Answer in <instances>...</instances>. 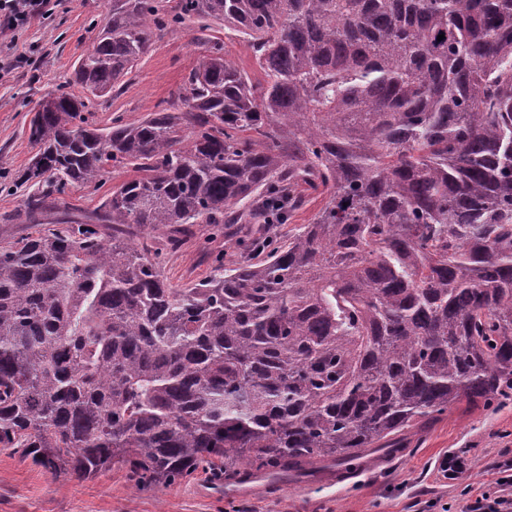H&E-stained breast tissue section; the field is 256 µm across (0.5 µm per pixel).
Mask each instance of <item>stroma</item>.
Listing matches in <instances>:
<instances>
[{
	"label": "stroma",
	"instance_id": "35a3bbf8",
	"mask_svg": "<svg viewBox=\"0 0 512 512\" xmlns=\"http://www.w3.org/2000/svg\"><path fill=\"white\" fill-rule=\"evenodd\" d=\"M112 9V0H56L51 12L14 32L0 47V174L17 177L35 153L28 124L36 101L69 80ZM212 28L192 21L155 33L152 45L106 103L92 101L89 117L110 126L113 117L135 122L173 99L198 65ZM248 233L212 224L173 234L166 228L131 226L127 237L156 257L168 280L191 286L209 278L232 242ZM466 455L471 471L442 478L441 458ZM512 460V404L492 411L458 408L415 430L399 454L375 453L338 467L307 473H279L257 493L232 494L227 484L197 472L168 487H138L129 470L113 466L94 478H53L42 467L0 450V512H461L485 492L495 490L501 462Z\"/></svg>",
	"mask_w": 512,
	"mask_h": 512
}]
</instances>
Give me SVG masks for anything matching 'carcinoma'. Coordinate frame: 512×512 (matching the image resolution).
Segmentation results:
<instances>
[{
    "label": "carcinoma",
    "instance_id": "cac0c4a2",
    "mask_svg": "<svg viewBox=\"0 0 512 512\" xmlns=\"http://www.w3.org/2000/svg\"><path fill=\"white\" fill-rule=\"evenodd\" d=\"M191 20L234 31L263 81L214 38L169 107L90 122ZM28 139L14 219L42 230L0 241V447L53 477L348 464L512 401V0H112ZM114 167L134 175L73 214ZM304 185L309 223L189 288L119 237L284 224Z\"/></svg>",
    "mask_w": 512,
    "mask_h": 512
}]
</instances>
